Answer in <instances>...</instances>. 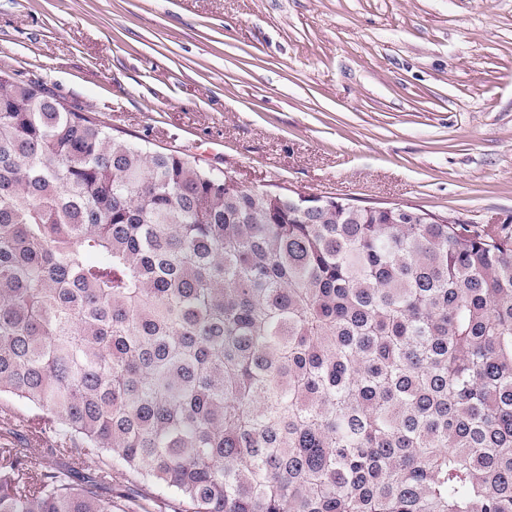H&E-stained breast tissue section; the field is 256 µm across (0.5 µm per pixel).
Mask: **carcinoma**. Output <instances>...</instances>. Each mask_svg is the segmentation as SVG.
I'll list each match as a JSON object with an SVG mask.
<instances>
[{"label": "carcinoma", "instance_id": "carcinoma-1", "mask_svg": "<svg viewBox=\"0 0 512 512\" xmlns=\"http://www.w3.org/2000/svg\"><path fill=\"white\" fill-rule=\"evenodd\" d=\"M0 512H512V225L272 198L0 74ZM94 479H79L89 461ZM7 443L13 448H32L35 453L42 455H49V459L55 460L56 457L47 454L44 448H50L46 444L38 445L31 439H29L26 431L19 425L18 421L14 419L10 414L6 415L1 412L0 406V444ZM151 500L143 501L141 504L145 509H138V511H125V512H181L182 507L174 495L164 487H152L150 494Z\"/></svg>", "mask_w": 512, "mask_h": 512}]
</instances>
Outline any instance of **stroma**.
<instances>
[{
    "mask_svg": "<svg viewBox=\"0 0 512 512\" xmlns=\"http://www.w3.org/2000/svg\"><path fill=\"white\" fill-rule=\"evenodd\" d=\"M249 187L512 221V0H0V70Z\"/></svg>",
    "mask_w": 512,
    "mask_h": 512,
    "instance_id": "35a3bbf8",
    "label": "stroma"
}]
</instances>
